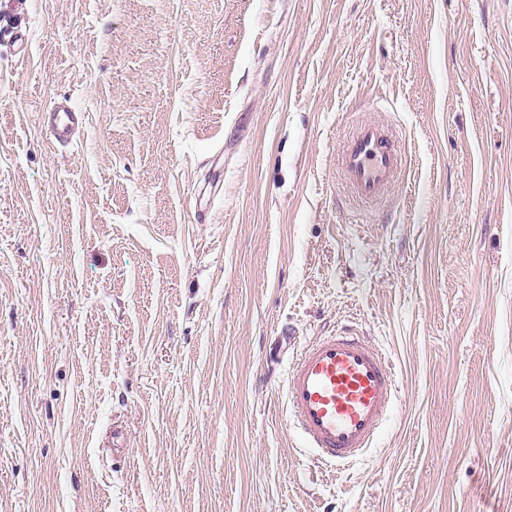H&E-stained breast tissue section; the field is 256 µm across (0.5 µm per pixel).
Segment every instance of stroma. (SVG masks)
Wrapping results in <instances>:
<instances>
[{
    "label": "stroma",
    "mask_w": 512,
    "mask_h": 512,
    "mask_svg": "<svg viewBox=\"0 0 512 512\" xmlns=\"http://www.w3.org/2000/svg\"><path fill=\"white\" fill-rule=\"evenodd\" d=\"M0 512H512V0H0ZM86 115L66 148L37 114ZM394 121L390 202L336 151ZM398 403L333 467L299 348ZM394 369L356 323L316 336L287 372L288 422L322 460L342 465L373 446L398 400Z\"/></svg>",
    "instance_id": "obj_1"
}]
</instances>
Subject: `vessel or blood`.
<instances>
[{"label": "vessel or blood", "instance_id": "obj_1", "mask_svg": "<svg viewBox=\"0 0 512 512\" xmlns=\"http://www.w3.org/2000/svg\"><path fill=\"white\" fill-rule=\"evenodd\" d=\"M39 123L51 146L65 147L83 128L85 115L59 100L40 112ZM340 165L352 196L370 202L397 182L402 156L388 127L365 121L344 143ZM397 400L391 362L353 322L304 345L287 372L289 425L330 464L352 462L371 448Z\"/></svg>", "mask_w": 512, "mask_h": 512}]
</instances>
